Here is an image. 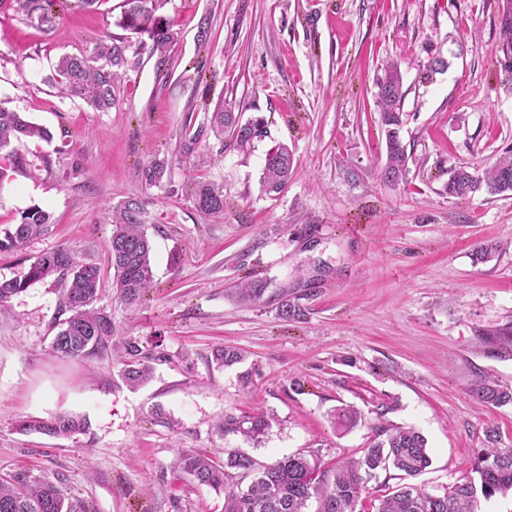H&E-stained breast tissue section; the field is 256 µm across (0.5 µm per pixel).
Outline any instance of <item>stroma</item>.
<instances>
[{
    "instance_id": "obj_1",
    "label": "stroma",
    "mask_w": 512,
    "mask_h": 512,
    "mask_svg": "<svg viewBox=\"0 0 512 512\" xmlns=\"http://www.w3.org/2000/svg\"><path fill=\"white\" fill-rule=\"evenodd\" d=\"M121 3L85 10L59 0L48 32L0 7V107L53 134L21 147L35 178L0 187V235L30 207L51 215L44 234L0 251V280L67 247L100 267L97 304L116 325L105 348L68 360L51 347L68 316L57 280L0 309V479L46 476L79 512H224L223 493L177 468L182 452L220 459L242 447L267 464L316 451L330 470L371 444L386 403L387 421L427 440L431 465L413 482L430 492L470 472L486 431L512 448V404L494 407L469 390L482 376L512 388V356L488 353L476 335L512 322V193L460 199L445 188L455 169L512 154L507 0H167L177 41L161 54L130 48L115 104L100 112L50 76L62 55L121 35ZM436 58L444 69L428 73ZM393 61L409 155L408 180L395 186L380 178L376 106V80ZM219 106L244 122L264 118L267 137L243 153L215 136ZM278 143L296 167L268 196L260 177ZM155 158L170 174L150 187L141 170ZM201 180L223 186V213L196 209ZM131 197L143 204L155 278L127 305L111 287L107 244L113 209ZM486 240L500 252L474 262ZM250 279L267 281L262 302H236ZM284 292L307 308L305 320L279 318ZM129 340L153 368L135 388L121 373ZM225 346L243 363H214ZM343 405L362 415L348 431L333 422ZM256 409L276 418L260 442L223 434L225 414ZM58 411L85 418L86 431L17 429Z\"/></svg>"
}]
</instances>
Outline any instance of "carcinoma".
Returning <instances> with one entry per match:
<instances>
[{"label":"carcinoma","mask_w":512,"mask_h":512,"mask_svg":"<svg viewBox=\"0 0 512 512\" xmlns=\"http://www.w3.org/2000/svg\"><path fill=\"white\" fill-rule=\"evenodd\" d=\"M10 8L26 20L48 30L57 19L53 6L57 0H9ZM165 0H122L121 14L116 26L140 39V46L150 45V51L162 52L175 40L176 32L168 19L160 14ZM129 40L107 36L99 40L88 54H65L57 62L50 81L62 92L80 98L99 112L114 105V85L119 71L128 65ZM380 125L385 132L386 164L383 180L397 184L406 180L408 155L400 132L404 124L402 75L396 63H389L377 81ZM210 124L219 132L229 129L236 146L249 150L254 141L267 134L264 119L245 123L232 112L212 113ZM49 141L52 135L16 112L0 108V152L5 164H0V186L15 175H27L26 160L20 145L26 139ZM295 168L292 152L283 144L272 146L266 153L261 187L267 195H277L288 186ZM168 176V162L154 159L141 172L149 186H158ZM448 196L465 198L478 192L490 195L512 192V156L502 157L481 172L457 169L448 178ZM194 202L204 214L224 212L223 189L210 182H199L194 189ZM51 219L50 214L32 207L24 211L20 222L0 238V251L17 248L29 239L42 234ZM142 203L130 198L115 211L112 235L108 243L110 262L114 270L112 288L126 304L137 301L151 288L154 272L152 245L141 229ZM55 277L65 284V307L69 316L52 340V349L63 357L79 358L104 347L114 332L112 316L95 307L102 287L101 269L79 262L72 251L58 247L40 255L20 279L0 280V306L30 285ZM268 283L255 279L239 286L234 297L242 303L262 301ZM278 315L287 321L305 319L307 311L283 293ZM478 337L491 353L512 350V324L481 329ZM122 376L131 386L145 383L151 368L145 356L132 342L126 348ZM214 360L226 367L243 360L235 348L214 352ZM479 400L494 407L512 403V389L492 380L481 379L471 389ZM391 410L381 405L377 411L379 423L374 439L364 455L351 458L335 467V478L328 482L319 454H293L270 464H258L240 448L224 450V462L186 452L178 468L197 483L224 491V512H305L306 502L316 494L321 500L319 512H357L362 494L366 491L364 477L379 469L393 468L405 476L414 477L430 466L431 458L424 436L411 427L382 422ZM360 420L349 408L336 410L335 423L351 429ZM272 418L264 412L224 415V434L241 436L246 441H258L271 428ZM17 428L25 433H40L52 437H69L86 428V420L66 413L49 418L28 417ZM487 446L482 450L471 473L460 478L442 494L422 487L401 486L383 496L377 512H480V499L488 500L497 494L512 493V448L495 447L496 432H485ZM251 478L248 488H239V480ZM0 512H75L66 502L63 491L43 476L27 472L0 481Z\"/></svg>","instance_id":"cac0c4a2"}]
</instances>
